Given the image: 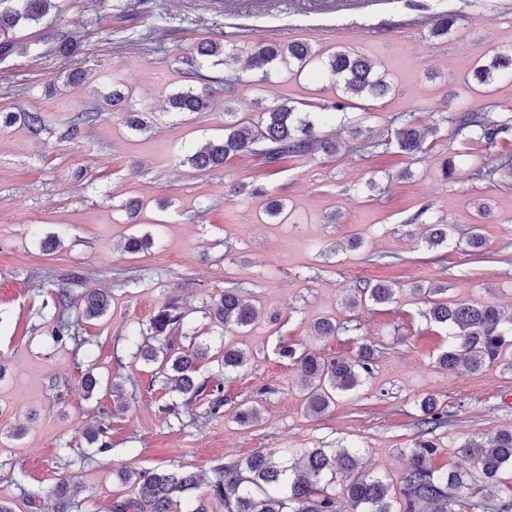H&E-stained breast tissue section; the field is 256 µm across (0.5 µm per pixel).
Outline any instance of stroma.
<instances>
[{"label": "stroma", "mask_w": 512, "mask_h": 512, "mask_svg": "<svg viewBox=\"0 0 512 512\" xmlns=\"http://www.w3.org/2000/svg\"><path fill=\"white\" fill-rule=\"evenodd\" d=\"M443 11L459 21L448 35L430 36L432 18ZM60 32L80 40L78 56L52 53ZM29 34L41 40L40 53L0 62V108L45 119L37 135L21 121L0 131V500L31 512L22 491L44 495L63 475L82 512H109L113 496L129 491L115 478L129 464L206 476L218 459L288 448L357 446L367 470L395 480L417 437V402L427 395L448 411L436 432L435 470L469 469L457 452L461 442L512 428V371L499 364L476 375L438 368L448 338L413 293L442 284L449 298L491 304L512 317V177L477 180L475 170L493 152L455 134L450 122L463 107L512 116V79L479 85L472 77L475 66L512 50V0H390L374 13L340 10L334 0H65L62 13ZM207 37L237 47L306 41L325 57L347 50L370 60L391 89L355 99L344 122L323 126L338 143L335 154L275 167L241 154L198 172L183 159L189 147L220 135V80L232 70H211L208 111L172 113L165 102L187 84L185 58ZM75 68L92 72L91 81L62 87L60 74ZM115 81L128 90L129 106L144 112L148 130H128L120 113L102 112L77 137L66 136L69 115L95 108ZM336 96L330 78L293 68L272 84L238 87L232 107L254 119L262 107L291 99L315 113ZM404 112L414 113L429 147L416 160L392 143ZM358 130L370 148L357 150ZM251 187L266 196L248 195ZM270 195L284 203L286 222L267 216ZM132 197L147 204L135 223L124 210ZM426 207L434 223L456 227L435 252L417 219ZM472 224L485 239L482 262L465 254ZM145 233L152 247L124 252L126 238ZM50 236L58 243L43 250ZM73 269L86 287L111 296L107 314L82 326L103 380L91 396L78 357L51 342L52 313L44 306L51 281ZM363 280L395 284L396 301L370 306L353 330L314 338L316 321L351 317L342 290ZM230 286L241 288L261 318L224 335L196 312L197 339L215 357L232 342L253 355V366L225 378L221 417L184 426L164 419L160 407L176 395L155 381L151 366L133 360L130 333L147 328L168 299L197 308ZM270 312L277 323H268ZM363 339L380 350L372 377L324 417H310L297 370L278 357V342L351 357ZM115 381L124 389L119 400ZM264 385L270 391L259 421L238 426L237 408ZM101 405L114 413L113 448L97 455L84 433ZM74 450L94 454V462L60 469V457Z\"/></svg>", "instance_id": "1"}]
</instances>
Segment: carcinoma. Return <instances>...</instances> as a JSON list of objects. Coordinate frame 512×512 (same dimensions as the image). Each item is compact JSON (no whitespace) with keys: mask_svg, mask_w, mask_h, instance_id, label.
Segmentation results:
<instances>
[{"mask_svg":"<svg viewBox=\"0 0 512 512\" xmlns=\"http://www.w3.org/2000/svg\"><path fill=\"white\" fill-rule=\"evenodd\" d=\"M60 0H0V61L17 53L39 52L40 40L25 44L17 40L16 30L22 25L39 24L58 8ZM79 44L69 36L57 38L53 52L63 57L79 53ZM247 54L245 70L253 72L259 83H271L283 67L296 66L302 71L319 67L342 90L343 96L331 100L324 110L333 114L351 107L350 99L362 96H383L390 90L385 76L373 72L363 57L338 50L327 59L314 53L307 42L295 41L282 48L276 44H259L249 49H226L219 39L198 42L187 56L188 65L197 84L186 85L169 95L172 111L204 112L209 108L211 77L203 70L239 61ZM497 76H512V54L498 53L487 66H478L473 78L488 84ZM127 96L117 87L103 96L102 109L125 113V122L132 130L144 128L139 113L126 105ZM95 118L88 111L76 112L69 118L68 134L77 135ZM455 131L471 141L494 148L512 136V119H501L490 112L461 110L451 117ZM399 150L414 159L427 153L424 137L409 117L394 133ZM336 152V143L319 135L310 113L286 99L263 109L258 120L237 116L224 107V134L202 148L185 155L186 162L197 171L221 167L239 154L259 157L269 167H276L291 157H306L316 151ZM506 172L512 173V152L502 153L494 163L476 171L477 178L493 180ZM450 224L428 225V247L448 244ZM466 251L473 257H484V239L478 226L471 227L466 237ZM84 277L70 271L52 284L47 304L53 310L55 322L50 337L55 345L73 346V351L87 359L88 369L82 374V385L91 396L99 386L93 373L97 357L79 334L80 323L105 315L110 296L97 290L78 291ZM414 292L426 297L425 317L429 322L448 329V348L437 358V366L445 371L464 367L478 374L493 364H504L512 370V329L503 327L500 311L478 302L448 299V288L418 286ZM397 289L389 284L373 286L361 282L344 289L343 304L351 313H359L368 303L383 305L394 301ZM200 313L224 331H234L252 324L258 312L246 303L238 288H226L208 296L200 308L188 309L179 300L164 302L152 317L149 327L135 344L134 358L155 366L154 375L181 398L167 404L162 412L179 418L181 412L190 417H220L226 398L221 376L245 372L252 365V356L233 345H224L217 360V370L202 372L209 362L210 348L191 342L184 347L182 338L195 335L191 314ZM348 327L340 326L333 317L317 321L311 329L316 338L335 336ZM377 349L367 343L358 347L353 357H321L307 348L280 345V358L296 365L301 373L300 393L306 412L314 418L326 415L336 405L338 397L361 388L373 373ZM270 388L261 387L252 404L240 408L235 422L241 427L252 426L259 418L262 396ZM420 411L419 438L410 449L409 465L397 484L386 477L365 470L361 449L336 451L332 448H301L283 456L256 452L227 462L216 461L211 475L201 476L183 469H142L128 466L118 474L131 493L112 499L110 512H212L219 506L224 512H422L425 505L433 512H512V497L496 494V480L505 467H512V430H502L488 439H466L458 448L462 457L475 467V473L439 472L429 465L436 452L435 432L443 427L447 417L444 407L433 396L417 401ZM97 427L86 434L95 453L112 450V415L99 412ZM341 478V490H336V478ZM206 492H193L201 485ZM38 512H79L65 479H58L45 497L30 500Z\"/></svg>","mask_w":512,"mask_h":512,"instance_id":"obj_1","label":"carcinoma"}]
</instances>
